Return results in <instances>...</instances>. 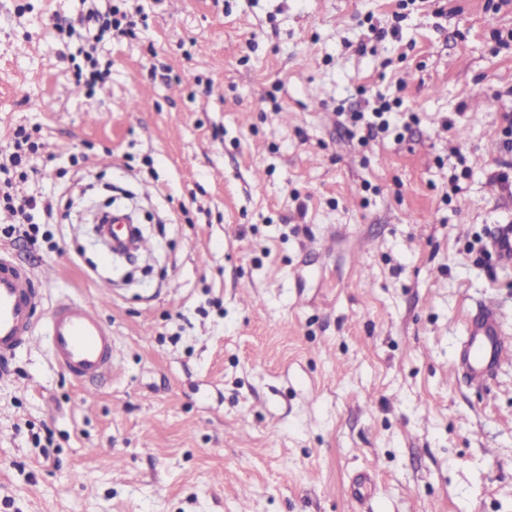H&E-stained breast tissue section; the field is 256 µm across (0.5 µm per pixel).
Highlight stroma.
Segmentation results:
<instances>
[{
	"instance_id": "obj_1",
	"label": "stroma",
	"mask_w": 512,
	"mask_h": 512,
	"mask_svg": "<svg viewBox=\"0 0 512 512\" xmlns=\"http://www.w3.org/2000/svg\"><path fill=\"white\" fill-rule=\"evenodd\" d=\"M116 5L88 94L51 27L85 0H0V151L25 128L59 203L13 254L121 355L84 388L8 359L0 512H512V364L450 375L479 301L512 333V0ZM129 197L131 284L79 217ZM89 18H94L95 21L100 22L99 34L96 40H100L105 35H109L112 38L114 32L120 36H134L135 21L131 20L126 12H120L119 8L112 10L111 15L107 14L105 17L100 16L96 12H90Z\"/></svg>"
}]
</instances>
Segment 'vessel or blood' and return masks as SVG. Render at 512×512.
<instances>
[{
  "label": "vessel or blood",
  "instance_id": "b4317fda",
  "mask_svg": "<svg viewBox=\"0 0 512 512\" xmlns=\"http://www.w3.org/2000/svg\"><path fill=\"white\" fill-rule=\"evenodd\" d=\"M42 283L40 273L14 261L9 249L0 248V360L43 335L53 362L77 385L111 376L117 349L98 308L73 299L46 305ZM505 363H512V335L503 331L498 307L481 302L478 316L467 326L456 374L480 386Z\"/></svg>",
  "mask_w": 512,
  "mask_h": 512
}]
</instances>
